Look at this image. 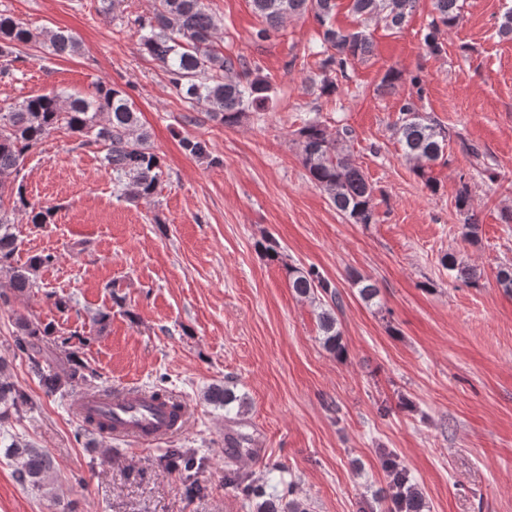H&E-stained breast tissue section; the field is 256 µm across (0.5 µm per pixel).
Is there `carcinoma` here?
Instances as JSON below:
<instances>
[{
    "label": "carcinoma",
    "mask_w": 512,
    "mask_h": 512,
    "mask_svg": "<svg viewBox=\"0 0 512 512\" xmlns=\"http://www.w3.org/2000/svg\"><path fill=\"white\" fill-rule=\"evenodd\" d=\"M254 12L263 26L255 31L257 41H266L277 33L290 15L310 13L321 28L318 57L321 93L332 95L338 81L348 78V67L365 61L372 53V42L360 30L333 26L331 18L337 0H251ZM417 7V0H348V10L363 20H380L391 29H400ZM460 0H435L436 16L429 24L424 43L432 52L442 48V36L463 23ZM140 49L159 61L173 87L191 105H201L211 120L226 127L237 125L248 112L268 108L272 84L259 72H251L239 59L224 55L214 46L217 21L204 0H155L151 16L134 21ZM42 42L55 55H70L80 49L76 35L67 29L35 32L22 21L0 13V53L20 45ZM404 83L403 73L387 70L375 88L379 96L394 94ZM411 91L402 99L395 134L406 159L426 188L437 192L430 175L432 165L442 156L448 130L430 116L418 111L414 96L421 95L423 80L410 79ZM64 129L78 141V146L103 154L102 160L112 172V184L118 196L128 201L149 200L157 195L162 183L160 156L149 143L134 101L123 89L99 82L89 97L75 93L50 92L24 99L11 111L0 113V302L12 296H27L40 287L37 272L50 265L54 256L34 254L25 264H16L19 249L14 232L15 216L27 217L28 223L40 226L53 223L56 208L28 200L23 182L18 180L26 157L53 132ZM298 147L309 180L326 194L337 212L353 224L376 223L375 187L364 171L355 164L350 152L352 131L343 127L336 136L327 134L317 120H306L298 130ZM12 203L11 209L4 202ZM456 208L464 215L461 237L468 242L478 240L480 224L470 212L471 194L462 183ZM444 264L457 271V278L476 284L481 273L476 268L445 256ZM290 288L300 297L320 295L324 308L318 314L323 346L330 352H343L340 332L336 328L335 309L341 305L336 286L315 271L285 266ZM15 350L27 358L42 386L51 394L64 395L67 388L87 383L97 377L78 350L67 353L65 361L55 370L50 363L49 337L56 335L53 323L21 316L16 319ZM215 406L231 411L242 409L244 398L229 387H213L207 392ZM30 403L29 397L14 384L0 381V406L20 413ZM5 456L16 464L19 481L30 489L47 493L55 477L51 456L10 436ZM388 487L397 505V512H423L424 497L416 487L411 472L390 452H382ZM173 469L190 471L195 466L192 455L174 450L167 459ZM228 484L245 493L247 500L265 499L261 512H308L307 504L298 499L283 501L266 497L264 481L246 485L231 478Z\"/></svg>",
    "instance_id": "cac0c4a2"
}]
</instances>
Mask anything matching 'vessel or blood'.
I'll return each mask as SVG.
<instances>
[{
	"label": "vessel or blood",
	"instance_id": "vessel-or-blood-1",
	"mask_svg": "<svg viewBox=\"0 0 512 512\" xmlns=\"http://www.w3.org/2000/svg\"><path fill=\"white\" fill-rule=\"evenodd\" d=\"M76 416L85 424L104 425L107 436L150 446L184 432L190 409L182 399L158 400L150 390L130 388L85 394Z\"/></svg>",
	"mask_w": 512,
	"mask_h": 512
}]
</instances>
